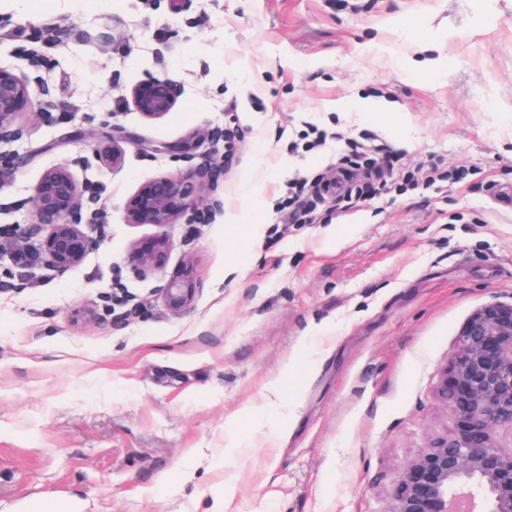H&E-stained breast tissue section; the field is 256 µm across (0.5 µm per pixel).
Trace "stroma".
<instances>
[{"label": "stroma", "instance_id": "1", "mask_svg": "<svg viewBox=\"0 0 512 512\" xmlns=\"http://www.w3.org/2000/svg\"><path fill=\"white\" fill-rule=\"evenodd\" d=\"M30 49L53 107L0 145V226L23 233L60 163L103 218L77 268L23 284L0 264V512H385L457 427L436 385L460 326L512 303V0H0V64L28 72ZM163 74L177 104L146 119L125 98ZM115 127L116 171L94 154ZM216 127L234 138L202 142ZM320 130L374 139L391 183L337 202ZM190 139L221 163L223 211L167 227L163 267L137 275L159 229L125 204L192 167ZM434 167L464 178L404 188ZM295 180L313 223L285 206ZM185 271L196 299L174 315L159 290Z\"/></svg>", "mask_w": 512, "mask_h": 512}]
</instances>
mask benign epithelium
Instances as JSON below:
<instances>
[{"instance_id": "benign-epithelium-1", "label": "benign epithelium", "mask_w": 512, "mask_h": 512, "mask_svg": "<svg viewBox=\"0 0 512 512\" xmlns=\"http://www.w3.org/2000/svg\"><path fill=\"white\" fill-rule=\"evenodd\" d=\"M48 90L39 77L0 65V143L23 135L18 119L33 113L36 95ZM135 110L158 120L177 103L174 82L152 76L129 92ZM123 138H112V148L100 160L118 169L123 165ZM216 163L188 172L162 175L143 182L126 203L131 224L166 227L187 213L220 210L206 202L203 185L217 176ZM87 187L66 165L46 168L30 196L32 221L25 234L0 242V261L17 266V258L36 254V264L65 272L80 266L93 247L86 225L98 221L89 210ZM169 240L159 234L153 243L134 247L129 265L141 274L163 266ZM196 284L187 273L169 279L160 295L167 310L187 312L196 297ZM437 392L460 423L426 448L404 468L386 512H512V446L497 439V430L512 431V304L475 309L463 322L441 374Z\"/></svg>"}]
</instances>
